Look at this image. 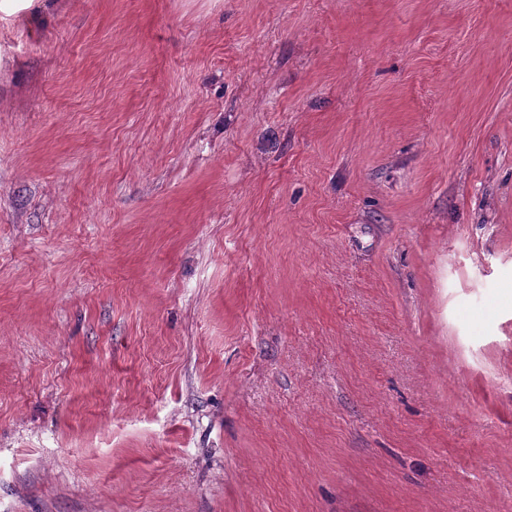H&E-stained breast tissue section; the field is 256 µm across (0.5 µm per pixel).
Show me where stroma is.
Wrapping results in <instances>:
<instances>
[{
	"label": "stroma",
	"instance_id": "35a3bbf8",
	"mask_svg": "<svg viewBox=\"0 0 512 512\" xmlns=\"http://www.w3.org/2000/svg\"><path fill=\"white\" fill-rule=\"evenodd\" d=\"M0 512H512V0L0 22Z\"/></svg>",
	"mask_w": 512,
	"mask_h": 512
}]
</instances>
